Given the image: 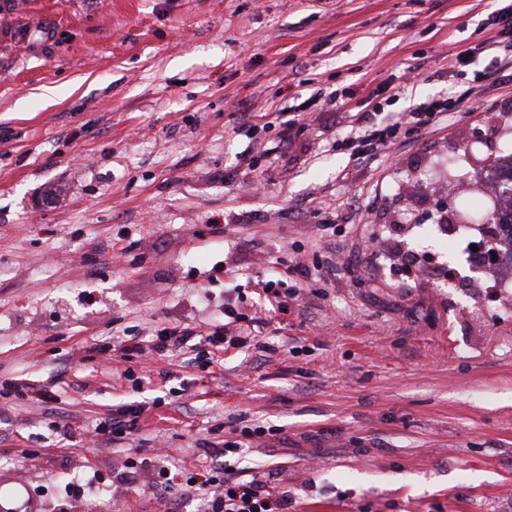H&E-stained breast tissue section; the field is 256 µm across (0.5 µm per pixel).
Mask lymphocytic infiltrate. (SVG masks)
I'll return each instance as SVG.
<instances>
[{
  "label": "lymphocytic infiltrate",
  "instance_id": "lymphocytic-infiltrate-1",
  "mask_svg": "<svg viewBox=\"0 0 512 512\" xmlns=\"http://www.w3.org/2000/svg\"><path fill=\"white\" fill-rule=\"evenodd\" d=\"M488 20L493 33L481 46L488 65L484 71L474 73L473 78L477 81H489L500 72L512 70V9L494 11ZM464 102L461 96L429 98L412 104L409 111L396 113L392 121L384 126L370 124L368 116H361L358 126L351 129L344 143L358 154H379L402 125L425 127L437 114L457 110ZM336 269V264L332 262L319 266L314 272L304 263H288L278 283H266L265 296L272 299L274 309L287 310L289 302L297 298L302 281L314 273L320 279H329L335 276ZM224 316V323L214 326L204 337L197 334L194 328L177 325L158 329L147 339L132 336L113 347L104 344L100 350L113 352L124 362L125 367L118 376L127 380L133 375V366L140 359L172 351L192 352L203 339L218 352L230 348H261V341L243 326L244 316L236 312L232 304H225ZM278 435V429L270 426L257 423L242 426L234 438L225 441L223 448L214 450L209 463L196 467L185 478L180 486L181 498L200 501L202 512H289L291 499L287 492L272 486L269 473L241 475L232 465L233 458L242 455L255 442Z\"/></svg>",
  "mask_w": 512,
  "mask_h": 512
}]
</instances>
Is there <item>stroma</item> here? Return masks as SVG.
<instances>
[{"instance_id": "35a3bbf8", "label": "stroma", "mask_w": 512, "mask_h": 512, "mask_svg": "<svg viewBox=\"0 0 512 512\" xmlns=\"http://www.w3.org/2000/svg\"><path fill=\"white\" fill-rule=\"evenodd\" d=\"M498 6L0 0V382L66 384L53 406L0 417V512H53L67 475L89 471L111 490L96 512H199L175 488L132 494L113 465L168 448L165 466L193 470L244 417L280 427L241 464H277L292 512H512V318L464 282L407 281L369 252L262 313L272 352L226 350L218 374L199 366L205 344L198 364L168 353L140 383L85 357L158 326L207 331L229 288L252 314L277 261L321 264L374 225L428 219L429 190L396 178L448 155L485 168L512 129V79L448 75ZM409 68L418 83L393 95ZM348 87L346 106H324ZM370 94L377 124L434 95L468 102L401 131L392 169L339 145ZM139 404L125 440L81 447Z\"/></svg>"}]
</instances>
